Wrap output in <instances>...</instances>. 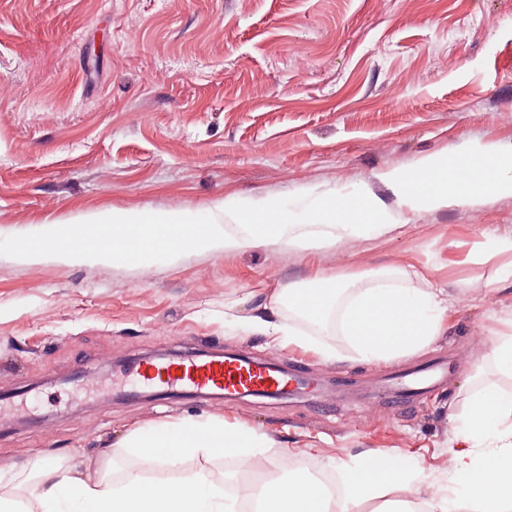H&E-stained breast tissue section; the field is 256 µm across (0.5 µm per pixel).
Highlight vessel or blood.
Returning <instances> with one entry per match:
<instances>
[{
    "instance_id": "vessel-or-blood-1",
    "label": "vessel or blood",
    "mask_w": 512,
    "mask_h": 512,
    "mask_svg": "<svg viewBox=\"0 0 512 512\" xmlns=\"http://www.w3.org/2000/svg\"><path fill=\"white\" fill-rule=\"evenodd\" d=\"M139 378L162 388L181 387L199 392L219 391L231 397L240 394L276 395L288 385L285 372L274 363H255L219 356L180 362H146Z\"/></svg>"
}]
</instances>
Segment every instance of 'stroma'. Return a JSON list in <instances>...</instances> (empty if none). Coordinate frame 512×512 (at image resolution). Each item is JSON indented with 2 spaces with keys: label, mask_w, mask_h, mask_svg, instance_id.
Here are the masks:
<instances>
[{
  "label": "stroma",
  "mask_w": 512,
  "mask_h": 512,
  "mask_svg": "<svg viewBox=\"0 0 512 512\" xmlns=\"http://www.w3.org/2000/svg\"><path fill=\"white\" fill-rule=\"evenodd\" d=\"M0 239L120 211L210 215L245 197H377L391 230L298 252L192 251L144 265L0 255V471L36 458L126 472L233 475L230 457L148 461L120 445L146 423L215 415L265 433L260 459L336 472L372 454L449 483L457 418L484 383L512 392L494 341L512 321V196L405 207L382 181L427 154L512 149V0H0ZM446 289L427 349L364 362L339 326L279 311L335 352L268 346L242 319L315 274ZM232 319H225V309ZM483 341L472 346L475 331ZM277 360L306 381L277 398L158 393L140 360L201 349ZM448 369L415 401L401 375Z\"/></svg>",
  "instance_id": "obj_1"
}]
</instances>
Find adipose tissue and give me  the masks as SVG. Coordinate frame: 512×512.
I'll return each mask as SVG.
<instances>
[{
    "mask_svg": "<svg viewBox=\"0 0 512 512\" xmlns=\"http://www.w3.org/2000/svg\"><path fill=\"white\" fill-rule=\"evenodd\" d=\"M383 182L405 203L443 208L456 201L478 203L489 197L512 196V151L474 144L455 157L435 153L413 169L383 174ZM344 275L321 279L316 288H292L288 303L313 323H321L342 293ZM448 322V300L440 288H400L379 280L359 289L345 305L344 335L368 363L408 357L428 347ZM246 326L275 347L305 351L314 347L304 333L285 330L274 318V305L260 302ZM461 439L450 448V472L462 487V497L439 488L421 491L422 472L406 461L372 455L345 468V496L335 499L314 478L276 480L254 490L255 512H349L352 503L390 487L399 495L390 512H456L459 501L473 512H512V393L487 385L469 400L459 420ZM123 445L130 452L169 463L188 456L229 454L243 466L255 465L267 437L253 428L225 423L220 417L177 422H151L133 430ZM10 485L33 484L27 501L0 492V512H237L222 484L199 470L171 480L147 479L132 472L122 485L107 476L83 475L60 464H36L28 472L10 476Z\"/></svg>",
    "mask_w": 512,
    "mask_h": 512,
    "instance_id": "ef3b65f1",
    "label": "adipose tissue"
}]
</instances>
